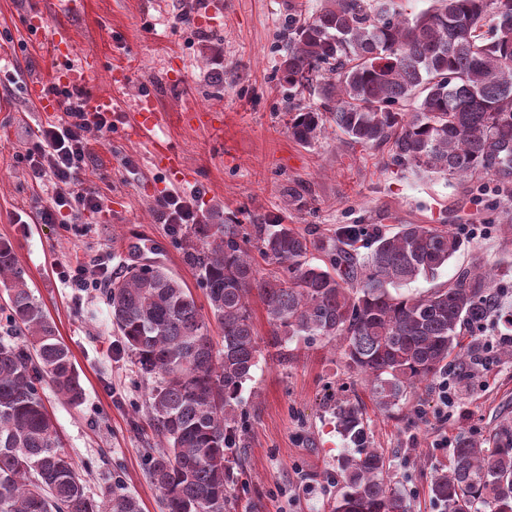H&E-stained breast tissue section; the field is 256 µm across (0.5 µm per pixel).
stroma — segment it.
I'll use <instances>...</instances> for the list:
<instances>
[{
  "instance_id": "obj_1",
  "label": "stroma",
  "mask_w": 512,
  "mask_h": 512,
  "mask_svg": "<svg viewBox=\"0 0 512 512\" xmlns=\"http://www.w3.org/2000/svg\"><path fill=\"white\" fill-rule=\"evenodd\" d=\"M289 0H207L189 24L173 16L186 0H85L69 17L53 0H0V58L23 75L0 89V241L9 242L36 300L70 348L85 396L73 405L44 387L57 438L76 463L87 494L104 502L114 480L135 496L142 512H165L147 473L146 449L156 447L145 414L151 384L132 368L98 289L64 284L60 267L106 260H158L207 301L199 272L186 259L159 202L177 190H197L201 218H233L248 238L268 224H289L333 246L339 228L358 224L392 232L403 224H431L459 234L461 250L442 270L455 279L475 261L508 268L499 285L503 316L474 335L493 353L469 367L440 399L425 384L392 413L379 412L369 388L347 371L325 339H296L284 359L261 355L239 396L244 430L236 448L232 512H331L338 462L354 448L336 427L337 400L361 404L367 441L389 462L387 476L413 502L414 512H438L426 488L448 466L460 436L488 439L512 422V202L491 191H465L441 177L393 164L387 151L352 143L334 129L308 145L288 132V86L282 79L281 36ZM60 22L83 49L100 59L85 81L92 105L110 108L109 127L87 134L91 163L82 184L105 198L98 214L76 212L61 224L37 215L51 203L48 183L34 182L24 156L39 126L27 83L47 81L50 47L30 28L32 18ZM151 89L159 119L140 138L128 129L140 117L142 89ZM178 153L193 172L177 185L152 164L157 148ZM448 438L450 445L437 447Z\"/></svg>"
}]
</instances>
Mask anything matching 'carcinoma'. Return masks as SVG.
I'll return each mask as SVG.
<instances>
[{
  "mask_svg": "<svg viewBox=\"0 0 512 512\" xmlns=\"http://www.w3.org/2000/svg\"><path fill=\"white\" fill-rule=\"evenodd\" d=\"M283 40L288 131L297 142L308 145L333 125L400 166L449 180L488 178L512 199V0H430L412 16L398 0H322L312 10L299 3L288 9ZM306 92L317 101L297 103ZM185 229L182 246L213 320L163 266L141 272L128 264L104 287L132 364L155 379L147 409L164 446L148 456L149 475L167 512L232 507L234 401L260 356L251 291L265 306L271 346L315 336L342 341L346 367L367 380L387 414L417 384L479 360L461 331L502 310L494 271L478 265L424 294L402 292L420 277L436 280L460 251L461 238L449 230L376 231L362 256L363 228L345 226L341 246L326 250L320 266L309 255L325 250L322 242L272 224L256 249L281 272L263 278L240 225ZM0 284L7 294L0 314L23 336L21 344L0 340V512H102L59 445L42 396L48 382L80 403L79 373L7 242H0ZM334 417L357 448L341 460L332 512H412L387 482L383 456L366 446L362 408L341 401ZM428 492L439 512H512V424L502 423L488 448L461 437ZM109 512H142L119 480Z\"/></svg>",
  "mask_w": 512,
  "mask_h": 512,
  "instance_id": "obj_1",
  "label": "carcinoma"
}]
</instances>
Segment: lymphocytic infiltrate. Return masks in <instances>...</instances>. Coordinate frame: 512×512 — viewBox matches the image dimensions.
Returning a JSON list of instances; mask_svg holds the SVG:
<instances>
[{"mask_svg":"<svg viewBox=\"0 0 512 512\" xmlns=\"http://www.w3.org/2000/svg\"><path fill=\"white\" fill-rule=\"evenodd\" d=\"M48 91L57 97L61 117L39 129L27 162L33 179H49L53 186L51 204L41 211L40 220L54 224L66 211L103 210V198L93 189L80 188L79 182L89 160L85 134L92 127H108L109 121L105 111L91 105L84 88L52 85Z\"/></svg>","mask_w":512,"mask_h":512,"instance_id":"f902f5d3","label":"lymphocytic infiltrate"}]
</instances>
